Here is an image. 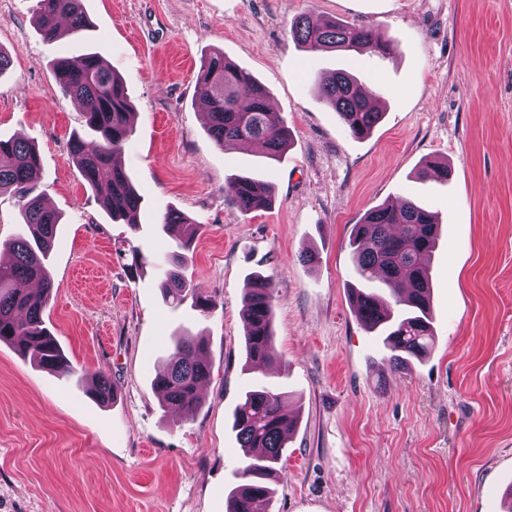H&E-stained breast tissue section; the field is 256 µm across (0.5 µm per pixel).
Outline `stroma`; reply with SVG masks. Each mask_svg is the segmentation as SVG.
Wrapping results in <instances>:
<instances>
[{
  "label": "stroma",
  "mask_w": 512,
  "mask_h": 512,
  "mask_svg": "<svg viewBox=\"0 0 512 512\" xmlns=\"http://www.w3.org/2000/svg\"><path fill=\"white\" fill-rule=\"evenodd\" d=\"M80 36L45 41L36 0H0V138L35 144L60 212L45 324L71 372L0 344V512H225L242 451L232 411L245 371L247 278L275 283L281 361L268 377L298 416L270 512H507L512 507V0H83ZM333 16L393 43L386 57L308 52L299 14ZM223 51L268 91L290 132L279 160L224 150L197 93L202 58ZM99 52L133 104L120 156L144 194L137 228L115 224L69 148L82 109L55 58ZM343 69L375 87L383 121L349 136L315 81ZM447 163L438 182L420 175ZM269 182V209L241 212L229 178ZM437 215L434 347L395 373L351 303L348 239L381 204ZM176 210L197 226L185 277L212 296L199 315L159 283ZM148 263L130 275V247ZM317 252V265L301 253ZM204 337L210 377L186 416L151 381L175 340ZM116 396L99 403L93 375Z\"/></svg>",
  "instance_id": "1"
}]
</instances>
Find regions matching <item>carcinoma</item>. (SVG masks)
Here are the masks:
<instances>
[{
    "label": "carcinoma",
    "instance_id": "obj_1",
    "mask_svg": "<svg viewBox=\"0 0 512 512\" xmlns=\"http://www.w3.org/2000/svg\"><path fill=\"white\" fill-rule=\"evenodd\" d=\"M35 21L47 42L89 27L81 0H37ZM289 33L311 52L344 50L386 56L393 51L390 42L368 29L328 18L317 21L307 14L290 21ZM54 75L63 91L84 108L85 134L70 137L76 167L112 222L136 227L142 195L115 165L133 133V105L123 82L95 51L77 62L66 56L56 58ZM197 85L208 102V131L218 147L257 141L271 158L283 155L288 129L269 108L266 89L248 72L215 51L201 61ZM317 87L353 138L369 136L382 121L384 113L372 106L366 89L351 75L322 74ZM40 170L35 146L22 139H0V196L8 193L17 200L25 224V231L8 244L11 263L0 265V344L11 346L43 369L56 371L69 363L43 315L53 288L45 259L55 242L59 215L45 205L39 191ZM226 192L243 213L268 208L273 201L271 186L252 177L230 181ZM437 225L433 212L408 200L396 208L389 204L373 208L351 229L349 246L358 282L352 302L365 328L381 338L384 360L393 371L405 369L410 359L422 358L431 348L429 261ZM162 228L176 246L162 281L165 299L177 307L190 293L194 306L208 314L214 308L211 297L191 288L179 271L188 261L196 229L175 211L163 216ZM242 316L246 365L261 374L279 362L274 283L269 277L249 274ZM205 352L201 338L175 345L153 379L166 408L191 414L201 407L199 389L210 376ZM91 394L101 403L112 401V380L97 377ZM283 397L276 387L256 381L233 410L232 429L243 457L226 512H267L269 482L278 476L277 464L297 426V420L282 412Z\"/></svg>",
    "mask_w": 512,
    "mask_h": 512
}]
</instances>
